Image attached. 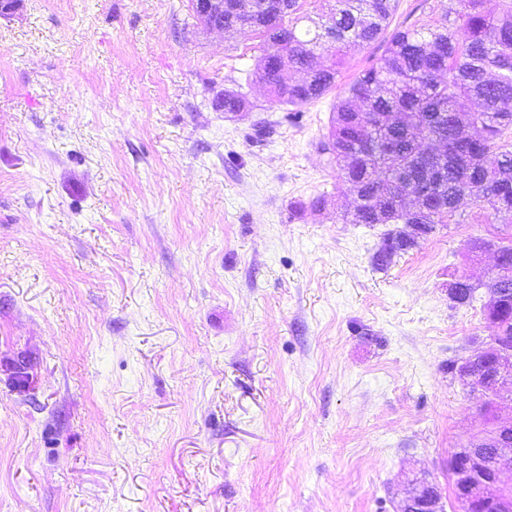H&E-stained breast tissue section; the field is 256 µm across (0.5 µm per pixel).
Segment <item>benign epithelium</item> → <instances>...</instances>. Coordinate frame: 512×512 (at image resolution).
Masks as SVG:
<instances>
[{
  "label": "benign epithelium",
  "instance_id": "benign-epithelium-1",
  "mask_svg": "<svg viewBox=\"0 0 512 512\" xmlns=\"http://www.w3.org/2000/svg\"><path fill=\"white\" fill-rule=\"evenodd\" d=\"M193 13L212 30H224V0H193ZM474 249L493 251L495 262L486 288L491 299L486 305L492 328L486 348L456 362L454 374L472 392H479L497 407L494 431L468 448H457L448 456V473L455 498L466 512H512V495L505 491L503 469L512 464V400L498 394L499 384L512 382V335L501 324L499 291L494 284L512 277V262L503 260V250L489 241L475 242ZM398 512H445L437 486L416 480L404 492Z\"/></svg>",
  "mask_w": 512,
  "mask_h": 512
}]
</instances>
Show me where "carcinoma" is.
I'll list each match as a JSON object with an SVG mask.
<instances>
[{
	"mask_svg": "<svg viewBox=\"0 0 512 512\" xmlns=\"http://www.w3.org/2000/svg\"><path fill=\"white\" fill-rule=\"evenodd\" d=\"M226 0L224 26L243 16L264 39L254 76L279 105L301 107L336 84L345 57L383 41L375 63L348 85L320 150L355 195L352 224H422L390 231L377 267L416 248L469 197L512 224V0H453L455 22L388 32L395 0ZM302 77L292 80L289 74ZM241 89L215 107H246ZM481 130V138L469 136ZM448 152H443V149ZM502 288V323L512 331V281Z\"/></svg>",
	"mask_w": 512,
	"mask_h": 512,
	"instance_id": "carcinoma-1",
	"label": "carcinoma"
}]
</instances>
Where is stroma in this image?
Here are the masks:
<instances>
[{
    "label": "stroma",
    "instance_id": "1",
    "mask_svg": "<svg viewBox=\"0 0 512 512\" xmlns=\"http://www.w3.org/2000/svg\"><path fill=\"white\" fill-rule=\"evenodd\" d=\"M447 2L397 0L390 26ZM262 49L189 0L0 17V512H396L416 477L459 512L448 456L483 399L446 365L491 333L473 241L512 224L466 199L376 268L390 227L344 221L318 143L381 46L294 122ZM236 86L249 111L213 108Z\"/></svg>",
    "mask_w": 512,
    "mask_h": 512
}]
</instances>
